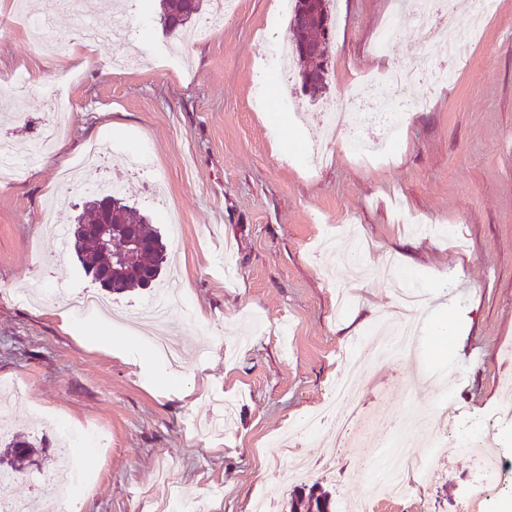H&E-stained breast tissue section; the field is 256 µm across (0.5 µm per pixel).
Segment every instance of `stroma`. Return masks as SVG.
Returning a JSON list of instances; mask_svg holds the SVG:
<instances>
[{
	"label": "stroma",
	"mask_w": 512,
	"mask_h": 512,
	"mask_svg": "<svg viewBox=\"0 0 512 512\" xmlns=\"http://www.w3.org/2000/svg\"><path fill=\"white\" fill-rule=\"evenodd\" d=\"M410 2L332 0L327 91L312 99L272 56L294 39L274 0H237L222 29L179 50L160 0H125V39L94 45L89 69L74 37L110 19L112 0L91 11L39 0L65 44L56 54L7 24L0 0V139L29 146L49 119L60 130L40 165L0 185V380L25 386L13 430L47 447L60 425L105 430L103 455L78 459L93 480L79 512H179L177 492L201 512H251L259 499L286 512L295 483L276 465L275 440L331 397L342 355L401 288L426 294L425 317H446L450 336H430L419 361L371 369L354 399L371 419L367 441L350 435L334 449L323 428L298 451L310 482L361 498L356 461L405 429L412 407H433V370L454 371L465 417L441 433L438 480L372 512H461L475 462L458 442L483 428L500 376L512 374L502 356L512 347V0H498L450 79L384 91L406 112L389 156L355 157L317 118L419 47ZM387 24L382 54L374 41ZM131 44L142 67L113 69ZM20 73L30 83L17 92ZM422 97L429 109L412 111ZM95 139L112 142L105 167L85 189L62 188L59 171ZM119 172L128 202L167 240L164 287L189 304L163 326L182 347L176 369L138 328L60 317L65 295L92 283L57 251L43 215L70 227ZM410 216L451 233H416Z\"/></svg>",
	"instance_id": "1"
}]
</instances>
